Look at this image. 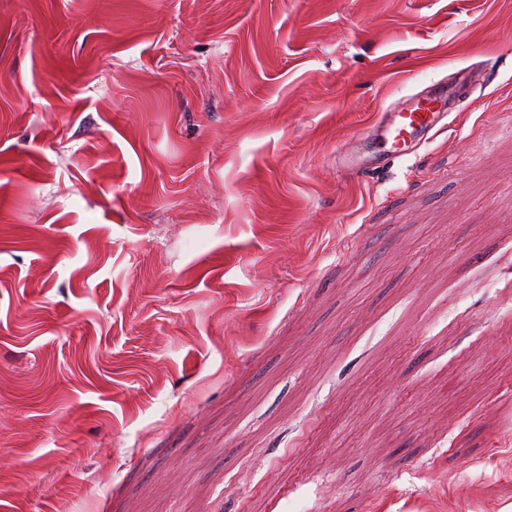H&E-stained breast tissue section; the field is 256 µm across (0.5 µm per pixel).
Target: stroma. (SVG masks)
I'll return each instance as SVG.
<instances>
[{
  "label": "stroma",
  "mask_w": 512,
  "mask_h": 512,
  "mask_svg": "<svg viewBox=\"0 0 512 512\" xmlns=\"http://www.w3.org/2000/svg\"><path fill=\"white\" fill-rule=\"evenodd\" d=\"M0 512H512V0H0ZM409 105L398 112H385L387 119L388 141L390 150L384 158L374 157L366 162L353 164L351 169L356 173L375 171L393 164L396 159L414 153L423 143L427 142L438 128L445 126L449 112L446 103L431 97L425 91L412 94L406 98Z\"/></svg>",
  "instance_id": "1"
}]
</instances>
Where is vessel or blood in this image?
Listing matches in <instances>:
<instances>
[{
    "label": "vessel or blood",
    "instance_id": "b4317fda",
    "mask_svg": "<svg viewBox=\"0 0 512 512\" xmlns=\"http://www.w3.org/2000/svg\"><path fill=\"white\" fill-rule=\"evenodd\" d=\"M448 116L446 105L440 103L438 98L423 91L410 95L408 105L386 115L390 141L386 157H375L355 164V172L375 171L414 153L438 127L444 126Z\"/></svg>",
    "mask_w": 512,
    "mask_h": 512
}]
</instances>
